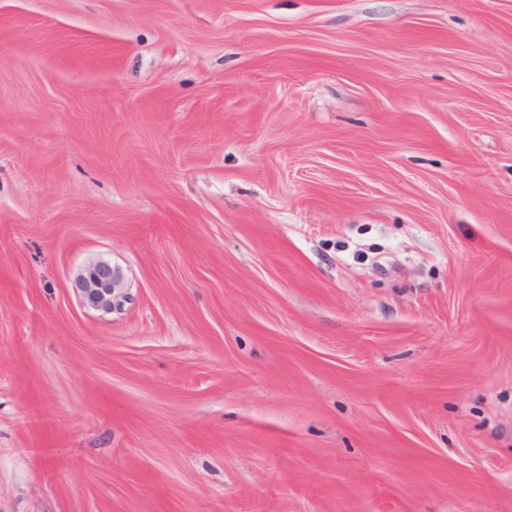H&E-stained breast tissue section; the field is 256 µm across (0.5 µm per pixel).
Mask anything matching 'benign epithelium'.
Returning <instances> with one entry per match:
<instances>
[{
	"instance_id": "1",
	"label": "benign epithelium",
	"mask_w": 512,
	"mask_h": 512,
	"mask_svg": "<svg viewBox=\"0 0 512 512\" xmlns=\"http://www.w3.org/2000/svg\"><path fill=\"white\" fill-rule=\"evenodd\" d=\"M73 288L85 306L103 313L122 309L128 300L119 271L102 260L89 262L75 278Z\"/></svg>"
}]
</instances>
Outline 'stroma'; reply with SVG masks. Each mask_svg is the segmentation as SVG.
Returning a JSON list of instances; mask_svg holds the SVG:
<instances>
[{"mask_svg": "<svg viewBox=\"0 0 512 512\" xmlns=\"http://www.w3.org/2000/svg\"><path fill=\"white\" fill-rule=\"evenodd\" d=\"M0 512H512V0H0ZM73 288L85 306L103 313L121 310L128 300L119 271L102 260L89 262L75 278Z\"/></svg>", "mask_w": 512, "mask_h": 512, "instance_id": "35a3bbf8", "label": "stroma"}]
</instances>
